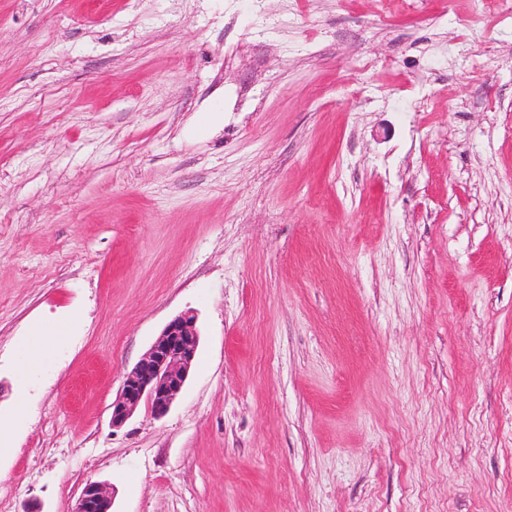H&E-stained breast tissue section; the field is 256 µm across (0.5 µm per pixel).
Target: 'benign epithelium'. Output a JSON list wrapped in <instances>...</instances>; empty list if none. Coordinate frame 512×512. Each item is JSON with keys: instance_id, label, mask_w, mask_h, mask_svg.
<instances>
[{"instance_id": "7a95c632", "label": "benign epithelium", "mask_w": 512, "mask_h": 512, "mask_svg": "<svg viewBox=\"0 0 512 512\" xmlns=\"http://www.w3.org/2000/svg\"><path fill=\"white\" fill-rule=\"evenodd\" d=\"M196 317L183 313L171 319L146 353L126 374L112 401L111 423L123 427L142 404L165 416L188 379L199 347ZM113 488L106 482L85 483L72 512H112Z\"/></svg>"}]
</instances>
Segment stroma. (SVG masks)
Listing matches in <instances>:
<instances>
[{
  "label": "stroma",
  "instance_id": "35a3bbf8",
  "mask_svg": "<svg viewBox=\"0 0 512 512\" xmlns=\"http://www.w3.org/2000/svg\"><path fill=\"white\" fill-rule=\"evenodd\" d=\"M187 311L169 413L114 429ZM0 423V512L90 479L114 512H502L512 14L0 0ZM196 317L183 313L171 319L146 353L126 374L111 406L113 428L123 427L146 403L151 413L165 416L188 379L199 347Z\"/></svg>",
  "mask_w": 512,
  "mask_h": 512
}]
</instances>
